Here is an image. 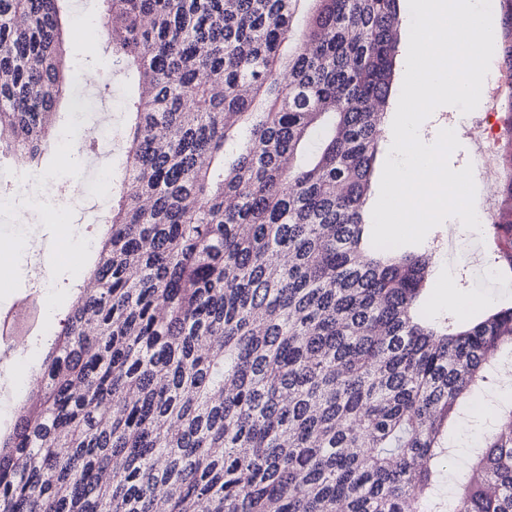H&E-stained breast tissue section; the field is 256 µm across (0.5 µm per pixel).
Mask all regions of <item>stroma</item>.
I'll return each mask as SVG.
<instances>
[{
  "label": "stroma",
  "instance_id": "stroma-1",
  "mask_svg": "<svg viewBox=\"0 0 512 512\" xmlns=\"http://www.w3.org/2000/svg\"><path fill=\"white\" fill-rule=\"evenodd\" d=\"M102 11V0H68L63 8L64 59L73 96L59 102L54 118L55 130L63 139L70 134L72 120H80L82 138L96 139V150L77 151L63 161L56 143H48L36 193L55 202L57 211L31 206L0 212V266L9 269L6 284L0 285V313L19 297L36 298L45 329L34 347L0 344L1 430L9 429L17 411L29 403L48 346L75 303L79 285L89 278L92 260L78 263L73 255L82 250L86 239L103 237L112 206V183L122 175V134L128 127L122 102L136 94L137 74L129 70L113 75L111 46L99 41L90 47L73 35L77 24L99 19ZM90 71L97 73L96 83L86 82ZM448 127L460 142L449 159L458 170L472 163L479 143L470 133V114L453 106L437 108L422 125L429 138ZM511 235L492 224L473 231L448 220L432 228L415 247L430 258L419 303L422 315L456 325L477 318V311L468 307L470 298H486L491 307L512 301V270L499 269L496 252L497 244ZM442 266L449 276L440 289L436 280ZM444 290L456 294L458 307L440 306L439 295Z\"/></svg>",
  "mask_w": 512,
  "mask_h": 512
}]
</instances>
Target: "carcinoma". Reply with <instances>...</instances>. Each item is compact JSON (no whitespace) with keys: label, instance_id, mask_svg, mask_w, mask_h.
Masks as SVG:
<instances>
[{"label":"carcinoma","instance_id":"obj_1","mask_svg":"<svg viewBox=\"0 0 512 512\" xmlns=\"http://www.w3.org/2000/svg\"><path fill=\"white\" fill-rule=\"evenodd\" d=\"M63 0H0V155L39 165ZM400 0H107L138 75L87 287L0 437V512H512V305L417 314L429 258L364 250ZM306 7L296 38L293 21ZM500 69L512 73V0ZM496 223L512 225V82Z\"/></svg>","mask_w":512,"mask_h":512}]
</instances>
